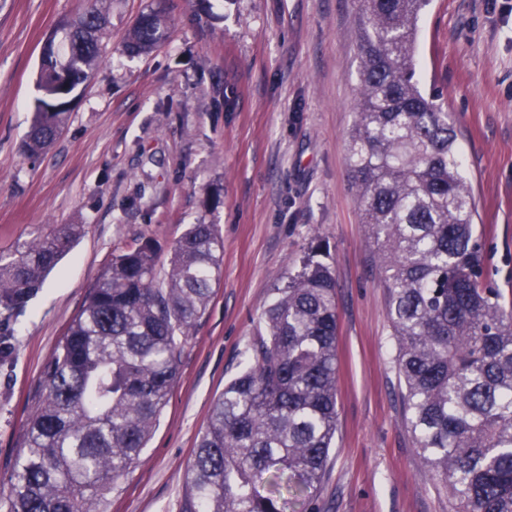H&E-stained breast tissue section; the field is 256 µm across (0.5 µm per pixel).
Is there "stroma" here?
Segmentation results:
<instances>
[{
  "instance_id": "1",
  "label": "stroma",
  "mask_w": 512,
  "mask_h": 512,
  "mask_svg": "<svg viewBox=\"0 0 512 512\" xmlns=\"http://www.w3.org/2000/svg\"><path fill=\"white\" fill-rule=\"evenodd\" d=\"M151 0H103L106 56L62 135L30 156L39 55L81 0H0V255L57 224L84 234L0 335V492L43 364L121 248L149 239L158 279L187 225H215L222 278L186 344L159 425L104 512H180L225 383L312 240L336 278L338 422L316 512H455L417 456L379 260L347 165L360 98L358 0H166L167 39L122 46ZM419 78L458 121L486 282L512 299V0H430ZM138 204L130 199L136 192Z\"/></svg>"
}]
</instances>
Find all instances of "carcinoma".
<instances>
[{
  "instance_id": "cac0c4a2",
  "label": "carcinoma",
  "mask_w": 512,
  "mask_h": 512,
  "mask_svg": "<svg viewBox=\"0 0 512 512\" xmlns=\"http://www.w3.org/2000/svg\"><path fill=\"white\" fill-rule=\"evenodd\" d=\"M99 2L61 24L59 55L41 58L30 155L61 134L73 92L102 58L108 17ZM426 6L362 0L348 165L380 258L415 448L457 512H512V308L483 282L455 122L416 79ZM166 38L160 13H144L125 51ZM84 230L58 224L0 257L1 334ZM318 256L311 251L275 288L252 361L213 403L182 512H311L337 421L336 280ZM155 257L150 239L113 255L43 366L5 512H100L147 447L220 280L224 241L212 224L187 225L161 287Z\"/></svg>"
}]
</instances>
